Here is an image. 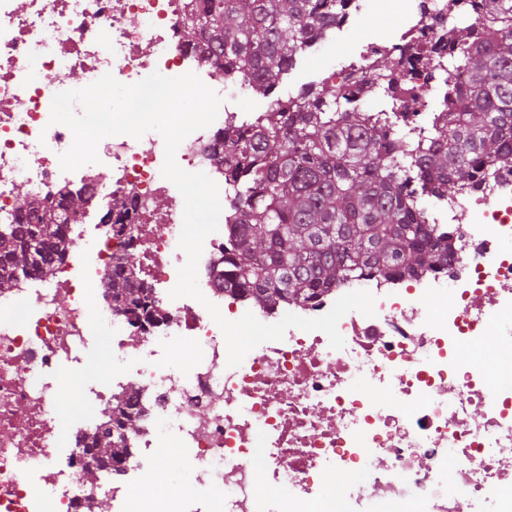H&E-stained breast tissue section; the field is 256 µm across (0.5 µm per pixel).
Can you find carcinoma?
Listing matches in <instances>:
<instances>
[{
	"instance_id": "1",
	"label": "carcinoma",
	"mask_w": 512,
	"mask_h": 512,
	"mask_svg": "<svg viewBox=\"0 0 512 512\" xmlns=\"http://www.w3.org/2000/svg\"><path fill=\"white\" fill-rule=\"evenodd\" d=\"M350 0H198L184 28L200 42L213 73L237 79L270 99L254 120L224 126L216 154L237 204L224 251V288L265 309L306 304L352 279L417 277L448 265V232L428 224L421 199L478 188L487 167H512V0H448V13L473 19L464 28L433 17L451 64L429 67L443 78L442 106L425 126L406 125L414 94L396 95L406 79L383 54L370 65L371 86L392 99L390 111L363 112L358 89L328 77L277 93L297 58L324 39ZM64 212L26 194L17 204L25 227L0 225V291L17 271H48L70 243L58 226L83 208L82 193L62 198ZM131 254L116 259L105 287L115 311L151 315L149 292L133 279ZM133 395L112 396L108 421L94 430L102 462L129 455L124 432L139 413Z\"/></svg>"
}]
</instances>
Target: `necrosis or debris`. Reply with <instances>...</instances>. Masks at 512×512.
<instances>
[{
	"label": "necrosis or debris",
	"instance_id": "4bbe7bcc",
	"mask_svg": "<svg viewBox=\"0 0 512 512\" xmlns=\"http://www.w3.org/2000/svg\"><path fill=\"white\" fill-rule=\"evenodd\" d=\"M186 3L0 0V224L21 223L20 187L51 205L68 190L89 200L61 227L66 257L0 293V512H86L88 497L101 494L119 498L120 512H160L152 479L172 448L189 450L194 464L169 477L167 512H187V486L213 500L194 512H512V365L491 356L512 347V169L490 168L479 188L437 200L434 220L452 224L447 269L348 281L307 304L268 309L224 289L225 211L199 261L204 301L170 299L186 257L162 139L143 150L133 137H107L80 179L62 171L73 135L51 123V104L72 89L73 74L87 85L108 73L128 85L156 71L209 72L184 38ZM438 37L414 0L398 43L408 91L421 93L417 75ZM235 117L221 105L211 126L179 145L178 165L222 187L214 150ZM117 196L132 235L106 218ZM461 211L473 223L455 224ZM84 224L95 225L93 236L78 234ZM130 251L154 300L141 322L116 313L104 286ZM359 289L375 296L376 314L340 319L343 349L323 332L291 328L235 368L204 307L273 324L288 313L321 317ZM184 343L193 356L176 353ZM100 348L101 380L83 381L86 353ZM130 385L141 412L130 454L89 484L88 427ZM70 389L88 421L65 429L56 406ZM262 478L278 484L275 497L259 492ZM333 478L345 483L341 496L326 492Z\"/></svg>",
	"mask_w": 512,
	"mask_h": 512
}]
</instances>
